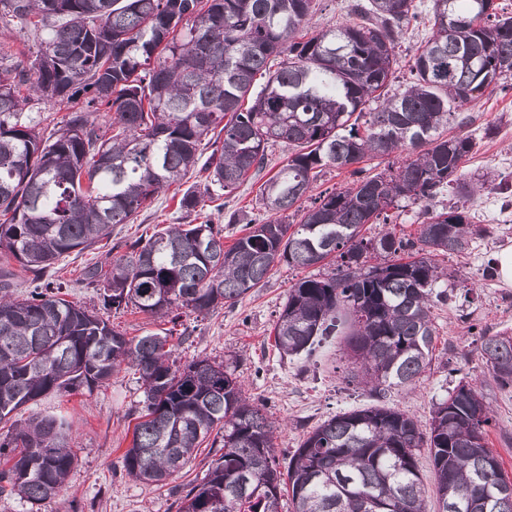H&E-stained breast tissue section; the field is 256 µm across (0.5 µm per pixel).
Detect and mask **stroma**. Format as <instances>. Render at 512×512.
<instances>
[{
    "label": "stroma",
    "mask_w": 512,
    "mask_h": 512,
    "mask_svg": "<svg viewBox=\"0 0 512 512\" xmlns=\"http://www.w3.org/2000/svg\"><path fill=\"white\" fill-rule=\"evenodd\" d=\"M464 111L470 117L467 132L474 148L463 164V173L470 177L488 172L512 187V90L485 94ZM291 153L287 144H273L263 172L248 175L227 198L224 209L205 204L202 214L223 225L225 245H232L244 233L246 221L269 220V213L258 202L260 187ZM201 180V173H189L161 192L133 222L115 225L110 240L60 258L51 274L63 283L68 300L99 307L96 291L83 285L85 267H107L113 257V243L146 238L181 223L178 201L188 187ZM466 206L474 224L494 225L496 232L475 238L467 253L438 256L440 267L458 273L459 279L449 282L447 299L435 302L432 308L436 328L433 360L415 389L392 387L377 396L348 382V363L333 340L317 347L308 358L284 357L278 352L273 329L289 286L300 278L323 274L326 267H337L334 259L328 266L305 270L277 267L263 287L252 290L236 305L217 308L206 316L183 313L180 322L187 334L174 339L175 356L182 362L206 357L240 377L252 401L278 424L274 446L278 469L283 473L306 434L324 420L380 404L406 411L425 427L436 403L446 399L459 383L469 384L483 393L492 410L488 446L498 456L505 475L512 478V387L497 386L481 355L483 336L512 335V286L498 277H483L487 264L496 262L501 251L512 249V211L503 212L502 199L495 190L471 197ZM230 211L238 213L239 223H228L226 214ZM143 406L137 375L124 369L93 391L48 395L17 411L20 420L34 414L62 412L71 416L74 429L70 446L76 464L60 496L32 504L2 495L0 512H178L177 501L184 487L201 480L206 472L207 453L199 451L195 460L163 486L128 478L122 456L131 444Z\"/></svg>",
    "instance_id": "1"
}]
</instances>
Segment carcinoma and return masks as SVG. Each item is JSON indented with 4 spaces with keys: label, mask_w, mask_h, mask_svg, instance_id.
Masks as SVG:
<instances>
[{
    "label": "carcinoma",
    "mask_w": 512,
    "mask_h": 512,
    "mask_svg": "<svg viewBox=\"0 0 512 512\" xmlns=\"http://www.w3.org/2000/svg\"><path fill=\"white\" fill-rule=\"evenodd\" d=\"M314 9V0H0L5 25L38 37L33 54L0 42V256L32 274L22 300L0 280V423L48 394L91 391L129 366L145 396L122 457L129 478L162 485L220 434L207 474L180 496L178 512H282L275 424L224 364H180L168 337L129 338L64 299L62 286L45 279L56 260L92 248L198 166L203 190L179 201L187 223L134 241L106 273H86L101 309L133 307L173 322L183 308L207 315L282 264L309 268L336 254L332 271L289 287L274 342L298 356L336 337L352 377L379 394L415 386L431 366V308L448 282L436 257L493 235V226L472 224L465 205L434 204L451 184L464 199L489 179L461 178L473 139L440 129L466 126L460 108L507 87L512 15L494 0H433L412 81L387 96L396 47L422 15L415 0H350L341 25L306 37ZM259 74L265 83L255 93ZM34 98L66 106L46 137L42 119L26 111ZM370 101L379 106L367 112ZM95 112L113 113L112 122L96 123ZM272 140L299 148L261 186V208L277 219L247 223L226 249L223 225L188 218L205 198L230 195L260 173ZM397 153L405 154L398 166L374 175L357 167L344 186L300 208L325 168ZM401 202L423 204L416 236L361 235ZM291 209L302 212L292 232L281 220ZM369 254L383 263L367 265ZM481 352L496 384L511 387L512 336L484 338ZM489 422L483 394L462 383L426 430L391 407L337 414L294 453L292 512H512V480L488 448ZM71 430L63 415L11 424L0 438V495L39 503L60 494L76 461ZM423 448L437 481L432 506L418 469Z\"/></svg>",
    "instance_id": "carcinoma-1"
}]
</instances>
